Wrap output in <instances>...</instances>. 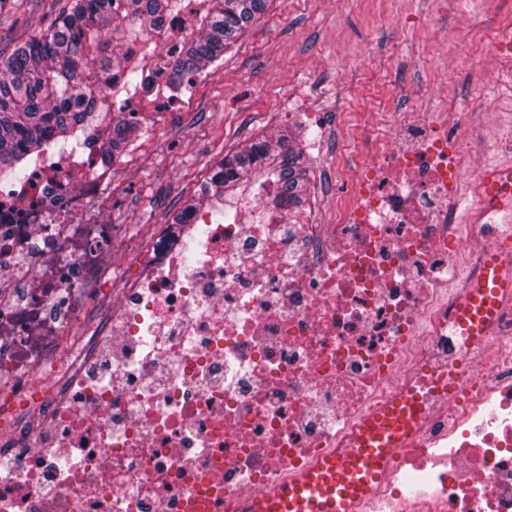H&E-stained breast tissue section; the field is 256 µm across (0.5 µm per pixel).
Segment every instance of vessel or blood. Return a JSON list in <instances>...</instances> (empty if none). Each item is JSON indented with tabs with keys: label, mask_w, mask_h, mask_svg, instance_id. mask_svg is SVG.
Wrapping results in <instances>:
<instances>
[{
	"label": "vessel or blood",
	"mask_w": 512,
	"mask_h": 512,
	"mask_svg": "<svg viewBox=\"0 0 512 512\" xmlns=\"http://www.w3.org/2000/svg\"><path fill=\"white\" fill-rule=\"evenodd\" d=\"M512 178V160L485 168V196L499 199L501 183ZM512 211V199H499ZM512 294V249L494 247L481 276L467 283L457 315L459 333L475 343L488 335L496 313ZM427 417L423 399L399 398L383 414L367 419L356 448L307 465L282 479L268 492H258L240 503L242 512H356L375 482L385 476L390 462Z\"/></svg>",
	"instance_id": "1"
}]
</instances>
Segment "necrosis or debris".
<instances>
[{
  "label": "necrosis or debris",
  "instance_id": "obj_1",
  "mask_svg": "<svg viewBox=\"0 0 512 512\" xmlns=\"http://www.w3.org/2000/svg\"><path fill=\"white\" fill-rule=\"evenodd\" d=\"M136 93L176 119L162 78L191 35L185 11ZM491 76L512 89V20L488 27ZM113 113L28 175L0 174V512H217L355 445L363 419L421 387L436 397L358 512H512V300L466 344L465 285L512 235L493 223L458 112H395L369 146L339 138L331 223L320 197L289 212L268 185L232 220L200 206L185 262L165 229L115 246L106 190ZM474 221H455L463 191Z\"/></svg>",
  "mask_w": 512,
  "mask_h": 512
}]
</instances>
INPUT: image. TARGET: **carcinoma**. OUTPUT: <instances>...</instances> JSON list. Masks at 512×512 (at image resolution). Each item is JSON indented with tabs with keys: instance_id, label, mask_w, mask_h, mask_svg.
<instances>
[{
	"instance_id": "1",
	"label": "carcinoma",
	"mask_w": 512,
	"mask_h": 512,
	"mask_svg": "<svg viewBox=\"0 0 512 512\" xmlns=\"http://www.w3.org/2000/svg\"><path fill=\"white\" fill-rule=\"evenodd\" d=\"M184 0H73L47 32L17 46L0 61V168L20 180L27 155L53 139L77 137L78 125L94 120L102 85L117 98L137 78L136 47L148 41L137 24L143 15L162 16ZM268 0H198L192 35L166 74L173 88L189 83L224 56L245 29L264 13ZM137 120L134 113L112 128L107 153H124ZM291 137H258L248 146L224 155L190 202L172 218L168 236L207 201L244 195L254 184L274 183L290 208H300L308 190L303 155L290 149Z\"/></svg>"
}]
</instances>
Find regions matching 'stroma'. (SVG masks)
<instances>
[{
  "label": "stroma",
  "mask_w": 512,
  "mask_h": 512,
  "mask_svg": "<svg viewBox=\"0 0 512 512\" xmlns=\"http://www.w3.org/2000/svg\"><path fill=\"white\" fill-rule=\"evenodd\" d=\"M70 0H9L0 54L41 36ZM494 0H270L261 19L209 67L190 107L156 125L148 147L112 185L113 223L134 236L169 224L226 153L288 129L322 138L393 112H464L483 144L492 112L512 113V93L458 61L485 55Z\"/></svg>",
  "instance_id": "35a3bbf8"
}]
</instances>
